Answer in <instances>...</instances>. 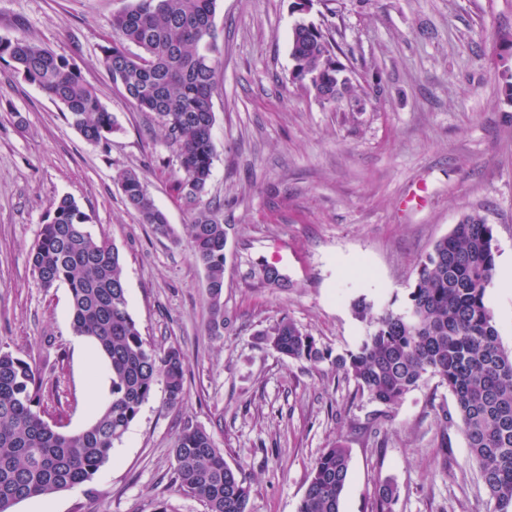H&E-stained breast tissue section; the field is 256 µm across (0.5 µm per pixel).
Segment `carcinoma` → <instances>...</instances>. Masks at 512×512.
Returning a JSON list of instances; mask_svg holds the SVG:
<instances>
[{"label":"carcinoma","mask_w":512,"mask_h":512,"mask_svg":"<svg viewBox=\"0 0 512 512\" xmlns=\"http://www.w3.org/2000/svg\"><path fill=\"white\" fill-rule=\"evenodd\" d=\"M217 0H132L112 17V43L101 48L100 64L141 112L155 114L164 139L176 149L183 177L177 190L201 203L190 225L191 252L205 269L209 330L224 335V224L203 203L212 175L214 113L221 49L214 25ZM141 54L131 56L126 45ZM291 56L296 73L336 87V52L329 28L304 20L295 24ZM60 103L69 123L99 144L119 126L85 83L80 71L26 37L0 38V59ZM118 182L128 207L155 232H171L139 174L126 170ZM88 217L67 196L53 203L30 254L32 273L43 288L67 285L75 335L91 339L110 373V400L93 422L75 435L60 433L40 416L36 369L0 349V512L22 500L48 496L93 482L148 400L164 385L168 404L185 396L184 356L170 346L146 343L128 311L118 249L87 229ZM494 230L467 214L439 239L419 263L407 305L380 311L365 300L353 303L369 330L355 351L332 355L313 336L284 316L263 340L291 361L314 366L330 362L352 379L370 401L382 406L377 419L427 376L438 379L456 403L471 457L479 464L493 512H512V353L499 342L486 288L496 273ZM262 285L285 288L278 267L253 272ZM175 481L198 498L207 512H247L250 487L225 461L206 429L185 425L172 448ZM350 452L338 443L322 451L311 471L297 512H341ZM377 512H393L397 489H377Z\"/></svg>","instance_id":"1"}]
</instances>
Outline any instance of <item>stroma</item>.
<instances>
[{
  "label": "stroma",
  "mask_w": 512,
  "mask_h": 512,
  "mask_svg": "<svg viewBox=\"0 0 512 512\" xmlns=\"http://www.w3.org/2000/svg\"><path fill=\"white\" fill-rule=\"evenodd\" d=\"M130 0H0V37L24 36L75 64L121 130L93 144L38 86L0 60V349L36 363L40 410L76 434L94 419L88 383L108 376L80 351L66 285L30 268L52 202L73 197L93 236L124 265L128 310L143 338L185 356L183 402L156 385L92 491L78 487L13 512H206L179 489L171 449L184 424L210 432L251 488L247 512H297L323 449L350 451L341 512H492L455 401L430 378L392 420L328 363L283 358L260 335L288 317L335 354L368 327L352 303L404 307L417 264L467 214L494 229L498 270H512V0H218L222 47L211 106L216 157L207 195L227 232L223 336L209 331L206 274L191 256L198 211L177 190L175 154L155 115L138 111L100 65L112 16ZM327 23L363 87L361 109L334 110L290 81L292 28ZM136 170L171 236L141 223L116 175ZM272 263L286 289L251 268ZM486 299L512 351V288Z\"/></svg>",
  "instance_id": "1"
}]
</instances>
